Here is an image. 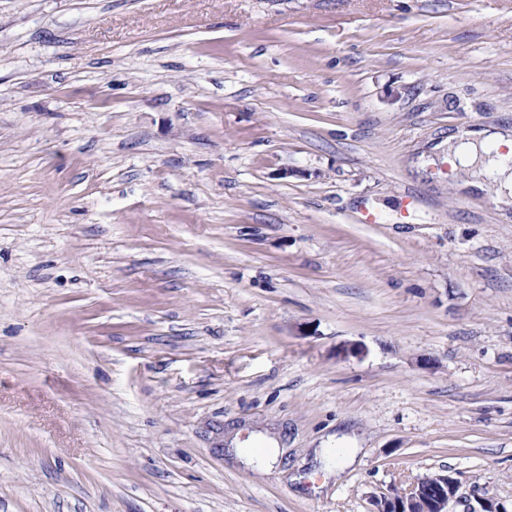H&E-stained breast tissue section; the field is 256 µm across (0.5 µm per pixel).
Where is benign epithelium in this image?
Returning a JSON list of instances; mask_svg holds the SVG:
<instances>
[{"instance_id":"1","label":"benign epithelium","mask_w":512,"mask_h":512,"mask_svg":"<svg viewBox=\"0 0 512 512\" xmlns=\"http://www.w3.org/2000/svg\"><path fill=\"white\" fill-rule=\"evenodd\" d=\"M457 483L447 474L418 478L377 502V512H450Z\"/></svg>"}]
</instances>
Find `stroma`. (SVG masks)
<instances>
[{
	"label": "stroma",
	"instance_id": "obj_1",
	"mask_svg": "<svg viewBox=\"0 0 512 512\" xmlns=\"http://www.w3.org/2000/svg\"><path fill=\"white\" fill-rule=\"evenodd\" d=\"M495 126L512 0H0V512H512ZM488 145H493L500 153L501 148H506L509 155L512 151V133L507 129H482V130H459L448 137V161L461 167L474 165L479 156L486 154V162L480 174L485 176L493 168L497 172L494 193L497 202L508 204L512 199V170L500 164L498 157L504 155L498 152L494 157L489 155ZM489 156V157H488ZM457 483L448 474L418 478L408 487L383 496L377 503V512H450Z\"/></svg>",
	"mask_w": 512,
	"mask_h": 512
}]
</instances>
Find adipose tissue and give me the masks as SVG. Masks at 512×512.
I'll list each match as a JSON object with an SVG mask.
<instances>
[{"label": "adipose tissue", "mask_w": 512, "mask_h": 512, "mask_svg": "<svg viewBox=\"0 0 512 512\" xmlns=\"http://www.w3.org/2000/svg\"><path fill=\"white\" fill-rule=\"evenodd\" d=\"M512 151V132L505 129L459 130L448 138L450 163L469 167L484 160L486 168L495 169L494 193L499 203L512 200V169L500 164L498 158L488 156V148Z\"/></svg>", "instance_id": "1"}]
</instances>
